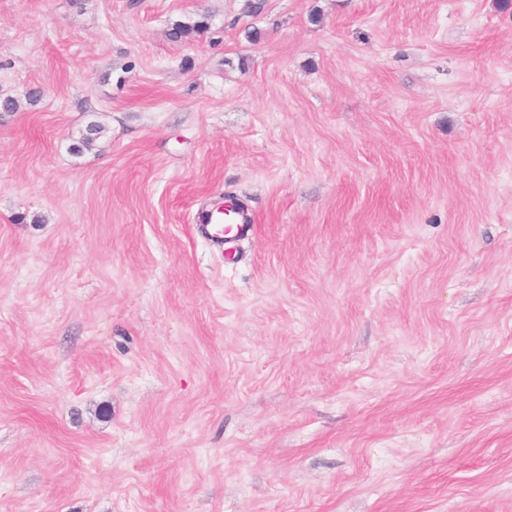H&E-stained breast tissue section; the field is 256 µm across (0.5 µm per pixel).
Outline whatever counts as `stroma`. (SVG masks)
I'll list each match as a JSON object with an SVG mask.
<instances>
[{
  "label": "stroma",
  "mask_w": 512,
  "mask_h": 512,
  "mask_svg": "<svg viewBox=\"0 0 512 512\" xmlns=\"http://www.w3.org/2000/svg\"><path fill=\"white\" fill-rule=\"evenodd\" d=\"M0 96V512H512V0H0ZM231 213L234 212L229 213L223 208H215L203 214L201 226L210 241L224 244L227 236L243 237L250 230V224H244L243 217H232Z\"/></svg>",
  "instance_id": "1"
}]
</instances>
